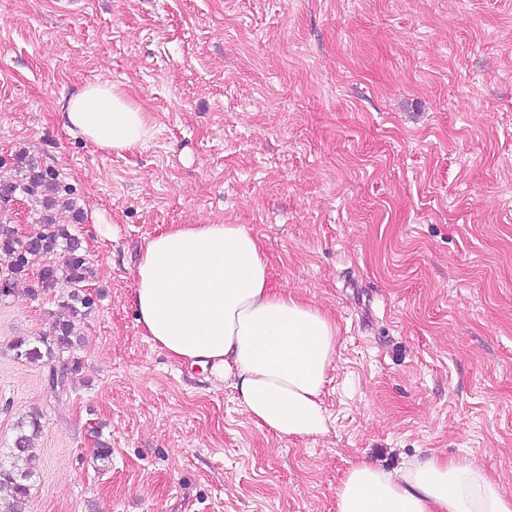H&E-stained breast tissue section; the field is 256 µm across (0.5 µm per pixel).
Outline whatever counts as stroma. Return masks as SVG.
I'll list each match as a JSON object with an SVG mask.
<instances>
[{
	"instance_id": "obj_1",
	"label": "stroma",
	"mask_w": 512,
	"mask_h": 512,
	"mask_svg": "<svg viewBox=\"0 0 512 512\" xmlns=\"http://www.w3.org/2000/svg\"><path fill=\"white\" fill-rule=\"evenodd\" d=\"M96 80L149 112L138 150L64 127ZM21 150L81 208L95 300L53 391L11 345L58 291L0 298V458L42 423L26 512H334L354 462L433 453L512 492V0H0V183ZM176 224L241 225L335 321L324 434L143 335L136 264Z\"/></svg>"
}]
</instances>
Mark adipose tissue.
<instances>
[{"instance_id": "adipose-tissue-1", "label": "adipose tissue", "mask_w": 512, "mask_h": 512, "mask_svg": "<svg viewBox=\"0 0 512 512\" xmlns=\"http://www.w3.org/2000/svg\"><path fill=\"white\" fill-rule=\"evenodd\" d=\"M69 132L133 151L151 119L121 86L61 96ZM137 322L171 358L230 380L259 426L287 438L327 430L321 395L336 360V325L273 287L259 241L237 224H184L149 239L135 271ZM335 512H512V493L467 458L432 455L396 472L366 461L336 489Z\"/></svg>"}]
</instances>
